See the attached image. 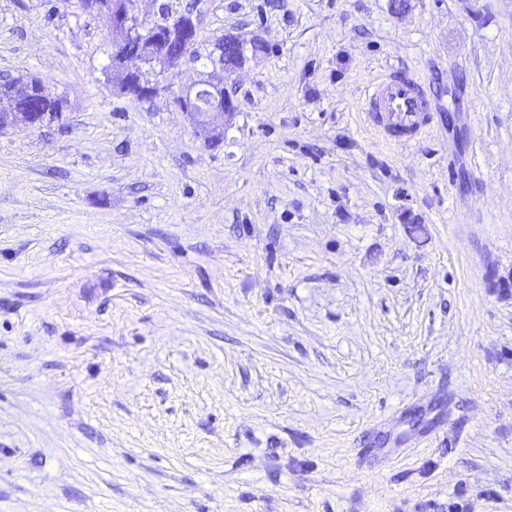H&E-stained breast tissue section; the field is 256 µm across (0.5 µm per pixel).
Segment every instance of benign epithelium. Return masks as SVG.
Listing matches in <instances>:
<instances>
[{"instance_id": "1", "label": "benign epithelium", "mask_w": 512, "mask_h": 512, "mask_svg": "<svg viewBox=\"0 0 512 512\" xmlns=\"http://www.w3.org/2000/svg\"><path fill=\"white\" fill-rule=\"evenodd\" d=\"M139 0H77L81 12L101 21L103 26L114 34L122 36L115 44L110 71L120 90L136 100H147L164 86L151 76H160L179 68L183 63L194 59V38L196 22L188 17L178 27L167 21H153L151 25L157 35L147 41L143 37L138 14ZM139 59L145 69H129V58ZM212 71L179 92L173 93L174 105L186 113L197 134L210 143L223 139L224 126L214 123V119L232 112L231 103L224 92V76L229 71L224 64L213 59ZM42 86L39 79H19L14 91L8 96L0 95V102L8 103V109H0V130L8 127L23 126L39 128L41 123L33 119V113L21 112L17 102L29 96Z\"/></svg>"}]
</instances>
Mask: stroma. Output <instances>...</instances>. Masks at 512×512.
Returning a JSON list of instances; mask_svg holds the SVG:
<instances>
[{
	"label": "stroma",
	"instance_id": "35a3bbf8",
	"mask_svg": "<svg viewBox=\"0 0 512 512\" xmlns=\"http://www.w3.org/2000/svg\"><path fill=\"white\" fill-rule=\"evenodd\" d=\"M163 3L173 89L265 46L220 143L73 0H0V82L68 111L0 131V512H512V0ZM397 65L406 145L361 110ZM362 112L374 129L405 143L434 121L431 97L423 83L407 71L395 68L368 88Z\"/></svg>",
	"mask_w": 512,
	"mask_h": 512
}]
</instances>
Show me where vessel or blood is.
<instances>
[{"mask_svg": "<svg viewBox=\"0 0 512 512\" xmlns=\"http://www.w3.org/2000/svg\"><path fill=\"white\" fill-rule=\"evenodd\" d=\"M362 110L374 129L405 143L434 121L427 89L402 69H389L368 88Z\"/></svg>", "mask_w": 512, "mask_h": 512, "instance_id": "obj_1", "label": "vessel or blood"}]
</instances>
